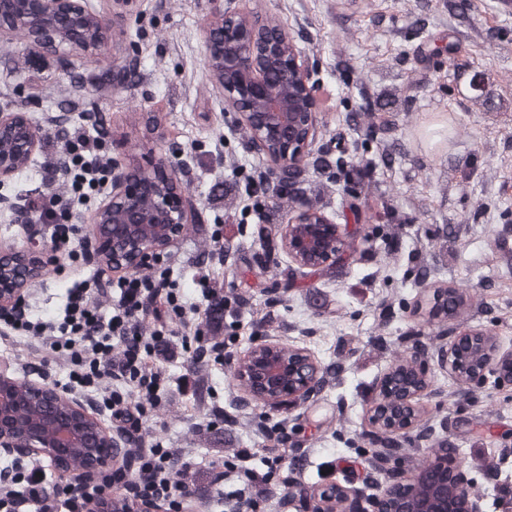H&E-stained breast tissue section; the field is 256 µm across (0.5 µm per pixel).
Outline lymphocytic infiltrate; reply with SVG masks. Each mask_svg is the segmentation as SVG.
<instances>
[{
	"label": "lymphocytic infiltrate",
	"mask_w": 512,
	"mask_h": 512,
	"mask_svg": "<svg viewBox=\"0 0 512 512\" xmlns=\"http://www.w3.org/2000/svg\"><path fill=\"white\" fill-rule=\"evenodd\" d=\"M96 141L80 135L68 140L62 168L74 174L73 187L80 197L100 190L112 162L101 156ZM118 300L110 311H102L96 301L99 282L86 280L72 284L62 312L34 317L19 304L0 309V334H16L39 341L45 361L66 366L69 384L82 392L101 397L119 429L138 431L144 417L158 403V394L167 378L157 357L167 351L169 338L163 332L143 335L141 322L149 309L162 310L167 322L185 323L187 314L199 309L189 301L168 274L159 278L122 277L115 283ZM137 401H129V392ZM254 451L238 449L235 461L244 463L243 475L252 489L245 498L248 512H260V490L271 480L273 464L283 459L281 449H268L269 469L249 468ZM178 452L153 444L130 449L123 466L101 471L76 483L48 485L39 468L16 465L12 485L0 486V512H24L34 505L37 512H90L92 504L108 499L113 487H123L124 512H153L167 506L181 512L185 489L170 477L172 460Z\"/></svg>",
	"instance_id": "obj_1"
}]
</instances>
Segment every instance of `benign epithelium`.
<instances>
[{"instance_id": "benign-epithelium-1", "label": "benign epithelium", "mask_w": 512, "mask_h": 512, "mask_svg": "<svg viewBox=\"0 0 512 512\" xmlns=\"http://www.w3.org/2000/svg\"><path fill=\"white\" fill-rule=\"evenodd\" d=\"M214 23L231 34L205 36L212 78L224 91L225 108L249 128L251 147L266 153L279 143L284 158L297 162L318 143L315 65L309 63L286 30L267 33L261 15L208 0ZM113 21L90 0H0V40L22 32L43 53L78 52L97 57L112 41ZM294 74L297 94L283 98L270 75L281 69ZM39 150L26 112L0 110V182L24 169ZM192 207L189 192L165 160L112 173L109 198L95 212L91 248L107 258L112 269L143 268L178 237ZM359 233L356 224H340L326 215L313 217L301 208L283 231L288 257L304 269L313 263L335 265ZM46 268L44 251L35 245L0 252V308L20 302L28 283ZM482 350L478 366L460 370L463 351ZM454 375L462 388L488 380L512 388V346L493 341L481 327L452 328L448 345L433 349L416 343L408 361L391 367L364 393L366 433L391 438V447L417 433L415 413L420 400L433 395L425 375L428 362ZM243 398L269 408L295 410L312 402L321 390V365L306 349L258 340L235 362ZM80 454L82 469L107 468L122 456L121 437L112 434L79 403L48 384H33L28 393L15 390L14 379L0 372V454L44 458L60 474L69 472ZM367 475L383 472L391 479L362 499L359 489L336 485L344 512H486L483 497L471 490L460 469L448 471L440 458L426 471L407 473L402 460L379 453L367 463Z\"/></svg>"}]
</instances>
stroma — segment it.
<instances>
[{"instance_id": "35a3bbf8", "label": "stroma", "mask_w": 512, "mask_h": 512, "mask_svg": "<svg viewBox=\"0 0 512 512\" xmlns=\"http://www.w3.org/2000/svg\"><path fill=\"white\" fill-rule=\"evenodd\" d=\"M230 2L281 22L318 64L320 138L332 153L394 155L391 168H374L373 188L353 199L326 174L304 175L305 196L323 213L337 215L356 201L362 221L354 247L363 258L321 273L298 268L281 247L288 208L254 216L246 178L271 162L249 149L210 77L206 0H133L125 12L114 0H93L116 17L105 65L127 57L136 63L133 81L122 88L102 78L104 65L79 55L34 61L22 34L0 45V108L29 113L40 142L29 165L0 184V197L26 213L21 221L0 211V250L36 242L50 252L46 273L26 289L39 317L64 307L76 273L112 276L102 260L74 262L54 251L41 217L43 196L71 197L60 170L65 133L98 139L118 166L153 157L186 168L196 216L145 273L171 270L177 288L191 295L206 272L221 296L240 304L234 318L221 320V363L194 358L182 347L184 328L173 326L158 357L168 383L140 434L179 450L174 477L186 485V512H227L244 483L233 473L215 485L211 472L223 471L236 449L269 446L286 426L288 449L261 512H306L285 476L314 490L362 487L370 455L363 393L405 360L413 342L440 345L449 325H479L512 346V12L502 11L500 0H473L468 21L458 26L445 0ZM427 33L459 42L455 72L415 66L412 56ZM344 65L355 68L356 85L337 80ZM363 92L392 102L390 131L370 142L362 129L378 122V113L361 118L357 133L343 121L346 102ZM69 100L76 108L62 126L55 118ZM385 201L406 223L379 219ZM216 224L224 229L220 259L212 255ZM448 286L468 297L450 319L433 311L436 291ZM258 337L306 348L318 359L324 384L313 402L288 412L240 401L231 359ZM1 370L69 391L67 370L43 369L32 341L0 337ZM429 379L436 395L419 404L417 427L447 418L453 426L421 450H407L406 464L425 467L438 449H455L487 512H512V462L501 460L502 449L512 448V388L488 383L465 393L437 368Z\"/></svg>"}]
</instances>
